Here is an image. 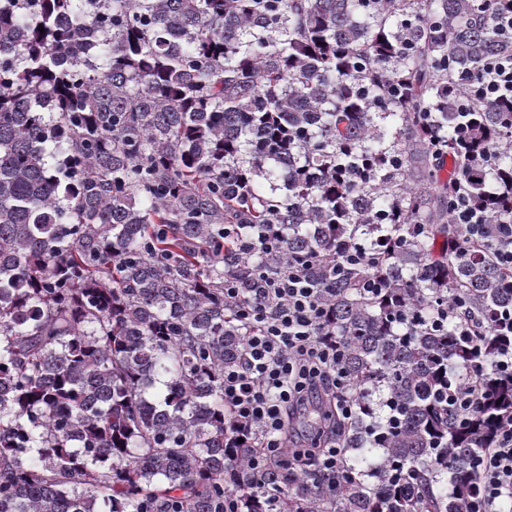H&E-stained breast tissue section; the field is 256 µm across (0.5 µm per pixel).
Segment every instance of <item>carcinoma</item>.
I'll return each instance as SVG.
<instances>
[{
	"mask_svg": "<svg viewBox=\"0 0 512 512\" xmlns=\"http://www.w3.org/2000/svg\"><path fill=\"white\" fill-rule=\"evenodd\" d=\"M111 2L0 0V512H475L512 412V99H472L512 0ZM460 193L487 223H452ZM356 243L322 284L342 470L257 479L224 281ZM440 303L467 311L434 331Z\"/></svg>",
	"mask_w": 512,
	"mask_h": 512,
	"instance_id": "obj_1",
	"label": "carcinoma"
}]
</instances>
